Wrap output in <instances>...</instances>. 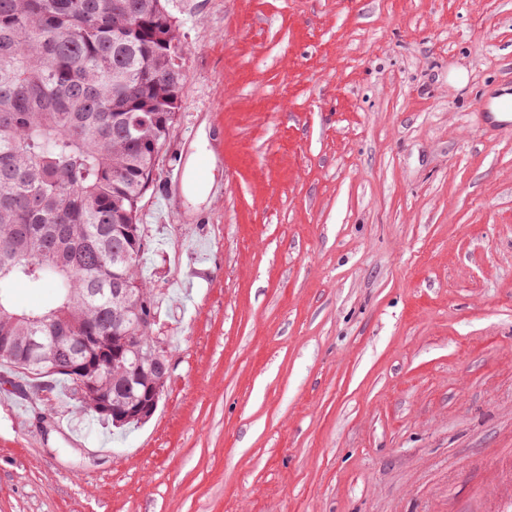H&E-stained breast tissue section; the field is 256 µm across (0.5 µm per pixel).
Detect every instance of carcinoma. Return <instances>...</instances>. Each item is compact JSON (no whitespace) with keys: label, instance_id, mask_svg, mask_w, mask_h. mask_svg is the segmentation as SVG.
Returning <instances> with one entry per match:
<instances>
[{"label":"carcinoma","instance_id":"carcinoma-1","mask_svg":"<svg viewBox=\"0 0 512 512\" xmlns=\"http://www.w3.org/2000/svg\"><path fill=\"white\" fill-rule=\"evenodd\" d=\"M169 0H0V363L26 377H63L88 431L122 429L100 412L152 404L167 378L149 332L155 289L143 280L139 203L170 136L184 89L183 44ZM54 286L34 309L18 282ZM137 302L112 328V289ZM33 336H59L35 351ZM85 336H107L120 359L90 375Z\"/></svg>","mask_w":512,"mask_h":512}]
</instances>
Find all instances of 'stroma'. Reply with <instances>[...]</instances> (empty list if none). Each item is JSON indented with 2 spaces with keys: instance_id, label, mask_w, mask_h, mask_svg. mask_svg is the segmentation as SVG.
Returning a JSON list of instances; mask_svg holds the SVG:
<instances>
[{
  "instance_id": "obj_1",
  "label": "stroma",
  "mask_w": 512,
  "mask_h": 512,
  "mask_svg": "<svg viewBox=\"0 0 512 512\" xmlns=\"http://www.w3.org/2000/svg\"><path fill=\"white\" fill-rule=\"evenodd\" d=\"M171 11L185 87L140 212L163 398L90 435L0 364V512H512V0ZM210 162L206 159L193 160V169L190 172L186 171L185 166L172 171L169 182L174 191L181 192L188 180H192L197 184H204L208 177Z\"/></svg>"
}]
</instances>
